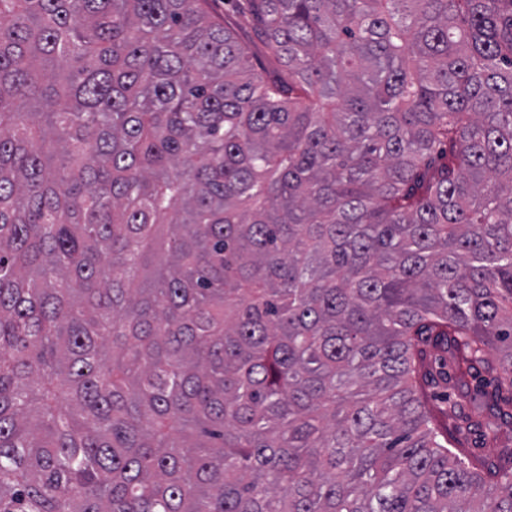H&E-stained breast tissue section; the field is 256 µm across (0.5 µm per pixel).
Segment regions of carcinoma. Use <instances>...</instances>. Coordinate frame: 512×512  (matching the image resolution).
Masks as SVG:
<instances>
[{"label": "carcinoma", "instance_id": "obj_1", "mask_svg": "<svg viewBox=\"0 0 512 512\" xmlns=\"http://www.w3.org/2000/svg\"><path fill=\"white\" fill-rule=\"evenodd\" d=\"M238 2L0 0V512H512V0ZM210 11L235 33L240 42L247 46L251 62L257 71L263 69L271 75L282 73L284 68L279 62L268 56L253 24L245 16L238 13L231 2L211 0Z\"/></svg>", "mask_w": 512, "mask_h": 512}]
</instances>
